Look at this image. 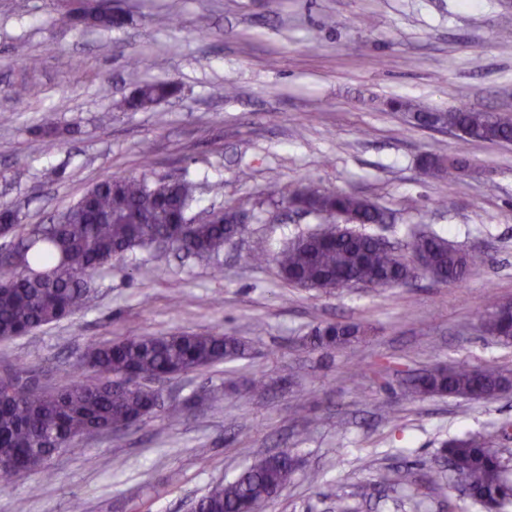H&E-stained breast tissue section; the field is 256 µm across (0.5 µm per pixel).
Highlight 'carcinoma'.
Wrapping results in <instances>:
<instances>
[{
	"instance_id": "carcinoma-1",
	"label": "carcinoma",
	"mask_w": 512,
	"mask_h": 512,
	"mask_svg": "<svg viewBox=\"0 0 512 512\" xmlns=\"http://www.w3.org/2000/svg\"><path fill=\"white\" fill-rule=\"evenodd\" d=\"M178 93L167 81L144 83L127 106L148 109ZM389 106L411 114L416 124L435 108L394 99ZM448 125L458 127L468 141L512 142V117L499 112L454 109L446 111ZM423 166L453 178L469 167L464 151L428 156ZM297 209L322 219L325 226L299 236L273 256L256 252V264L273 261L287 284L331 293L355 281L374 287L403 285L417 276L412 261L394 249L377 246L371 235L341 226L333 215H350L359 224H385L386 212L370 200L347 192L307 189L291 197ZM196 201V185L185 180L131 178L106 174L66 211L64 224H22L19 213L0 209L8 220L3 229L17 238L18 257L0 260V340H11L73 316L94 288L97 271L138 247H152L160 236L171 248L187 255L210 257L240 232L229 220L208 217L195 222L188 213ZM411 255L427 260L423 274L434 280L460 284L486 264L481 253L455 248L436 233L420 235L410 243ZM483 332L512 340V320L489 315ZM359 327L326 324L315 330L311 344L332 350L358 340ZM244 351L235 336L181 333L129 336L109 344L87 346L80 360L82 371L96 380L70 377L55 390H16L13 374L0 376V482L11 484L20 471L40 466L49 478L47 462L56 449H72L75 438L112 434L138 425L154 413L156 391L148 383L163 377L231 361ZM130 381L120 394L112 384ZM512 387V373L498 367L458 365L435 369L412 380L420 397L448 396L492 400ZM443 454L452 463L456 482L466 485L470 497L493 510L512 501V483L506 466L486 438L467 437L448 442ZM293 462L264 456L231 481H221L197 499L199 512H244L267 502L288 485Z\"/></svg>"
}]
</instances>
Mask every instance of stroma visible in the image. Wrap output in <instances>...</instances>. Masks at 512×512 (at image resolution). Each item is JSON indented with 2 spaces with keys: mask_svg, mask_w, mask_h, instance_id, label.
<instances>
[{
  "mask_svg": "<svg viewBox=\"0 0 512 512\" xmlns=\"http://www.w3.org/2000/svg\"><path fill=\"white\" fill-rule=\"evenodd\" d=\"M112 30L53 17L71 0H0V206L51 224L99 177L188 179L193 212L230 208L242 235L210 259L136 249L96 276L85 309L0 342V374L24 369L57 387L89 341L221 333L241 358L172 376L139 427L76 439L34 473L0 487V512H187L186 502L263 456L299 461L266 512H484L440 468L455 437L491 439L512 467V391L489 401L410 396V373L468 364L512 369V343L479 326L512 302V142L460 138L390 112L396 97L441 109L512 113V0H112ZM39 56L23 70L19 54ZM179 97L125 104L145 81ZM33 95L20 98L17 85ZM230 87V96L214 94ZM150 156H143V148ZM465 149L472 168L448 179L427 154ZM277 179L282 193L265 192ZM312 187L383 208L366 233L406 246L433 231L491 262L461 285L421 275L401 286L294 288L253 253L281 251L318 228L286 199ZM356 323L352 346L310 345L316 327ZM264 376L268 390L249 383ZM234 381L211 402L204 394Z\"/></svg>",
  "mask_w": 512,
  "mask_h": 512,
  "instance_id": "stroma-1",
  "label": "stroma"
}]
</instances>
